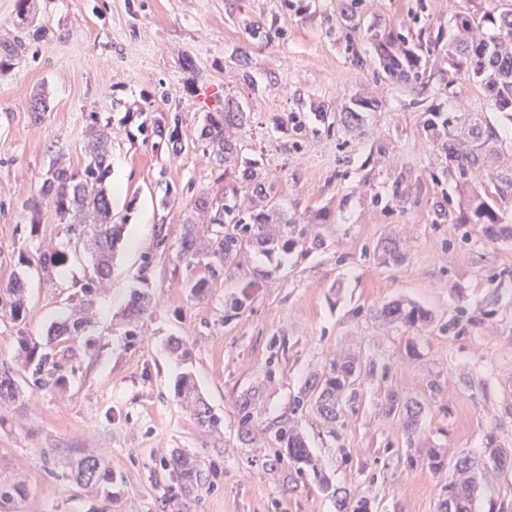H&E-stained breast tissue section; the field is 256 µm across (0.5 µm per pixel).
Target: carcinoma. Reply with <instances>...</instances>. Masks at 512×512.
Returning a JSON list of instances; mask_svg holds the SVG:
<instances>
[{
    "label": "carcinoma",
    "mask_w": 512,
    "mask_h": 512,
    "mask_svg": "<svg viewBox=\"0 0 512 512\" xmlns=\"http://www.w3.org/2000/svg\"><path fill=\"white\" fill-rule=\"evenodd\" d=\"M457 25L464 31L493 29L494 33L477 43H458L448 53V67L467 78H479L489 92V108L497 112H512V10H478L456 17ZM20 40L0 43V72L14 66ZM375 51L381 73L386 78L400 77L417 80L421 77V56L409 49L396 52L392 40L375 41ZM139 125L142 131L171 145L173 155L185 150L182 115L170 117L151 116L142 113ZM309 117L290 113L283 125L291 126L293 144L300 143L310 129ZM250 123V115L232 100L224 107L208 111L199 128L196 144L209 151L214 167L228 169L243 167V176L256 178L257 161L240 156L237 146L226 139L229 128H243ZM432 128L441 127L436 133L437 146L455 162L457 179L468 184L476 170L485 163V158L502 144L498 129L476 114L469 120L453 112L441 121L429 120ZM112 146V135L106 126L98 125L92 118L87 141L84 145L85 163L82 169L54 170L52 176L42 180L38 197L31 200L38 207L42 200L52 201L62 223L71 235L90 230L93 241L91 275L81 284L84 296L93 295L103 281L110 276L114 250L121 239L122 225L112 223V206L105 186L106 161ZM486 177L493 184L499 198L512 197V166L505 170L492 168ZM255 192L269 198L270 211L257 213L247 209L240 199L236 185L227 184L215 192L203 191L193 200V208L210 212V221L205 229L194 224L191 217L183 221L175 257L190 267L201 264L207 276L187 284L191 294L205 298L210 281L221 277L229 279L241 265V257L250 251L263 254L273 264L269 270H256L253 279L240 287L230 298L224 314L229 323L243 313L254 299L260 281L268 278L282 266L280 256L297 250L303 252L324 246V239L313 224H297L286 221L270 223L276 212L277 190L271 183L258 182ZM438 216L451 224H478L490 238H512V225L502 223L494 200L469 189L467 212L452 217L445 210ZM405 251L400 240L386 238L380 245L379 259L383 265H399L404 261ZM149 290L143 288L134 293L125 309L128 330L126 335H138V327L149 310ZM0 311L17 320L24 312V287L20 278L14 277L5 286H0ZM373 316L390 323L407 327H420L431 321V314L424 307L408 300H395L373 311ZM374 374V364H362L357 358H347L330 364L320 374L307 379L293 398V411L308 406L329 427L333 428L346 414H356L359 408L360 388L365 377ZM265 380L243 390L236 399L237 438L246 448L257 442L256 424L265 401ZM177 397L190 409L197 424L216 431L220 418L202 400L189 375L180 378L176 386ZM383 411L388 416L403 421L407 449L414 447L421 425L423 402L390 390L386 393ZM276 447L263 449L262 466L272 473L293 472L296 476L315 482L323 491H332L336 497L338 512H372L371 499L354 495L349 491L334 489L324 474L318 460L312 454L306 437L293 417H284L274 430ZM166 466L180 479L185 489L203 483L202 470L196 461L184 453H176L166 460ZM512 470V450L501 447L494 437H489L482 456L466 455L455 464L457 476L448 479L440 512H473L475 493L480 480L493 471L504 474ZM75 480L86 486H96L107 491L112 484V472L103 467L93 456L77 463Z\"/></svg>",
    "instance_id": "1"
}]
</instances>
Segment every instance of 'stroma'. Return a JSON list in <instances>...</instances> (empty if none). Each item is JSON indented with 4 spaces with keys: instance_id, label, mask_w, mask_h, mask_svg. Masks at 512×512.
Instances as JSON below:
<instances>
[{
    "instance_id": "1",
    "label": "stroma",
    "mask_w": 512,
    "mask_h": 512,
    "mask_svg": "<svg viewBox=\"0 0 512 512\" xmlns=\"http://www.w3.org/2000/svg\"><path fill=\"white\" fill-rule=\"evenodd\" d=\"M17 3L0 0V41H24L0 73V284L23 277L27 298L23 319L0 315V364L21 391L0 405V512H164L171 501L175 512H337L315 483L267 472L237 439L236 398L270 366L263 447H274L277 420L296 415L333 484L371 498L374 512H438L448 482L408 465L401 425L381 409L388 391L426 399L420 449H441L453 463L482 454L490 434L512 448V240L437 217L442 207L462 211L465 198L428 126L434 112L483 113L504 136L488 161L496 167L512 162V118L488 109L487 90L457 76L445 54L424 58L421 80L403 82L378 76L373 48L385 35L411 47L421 38L450 44L456 16L512 0H31L27 27ZM255 25L276 27L269 44L251 43ZM37 94L47 111H32ZM228 97L251 117L228 137L277 186L281 220L315 224L326 242L290 254L229 322L225 294L266 261L248 256L233 282L213 281L202 301L190 295L186 281L206 271L178 262L173 247L185 217L204 223L192 202L217 172L202 150L174 157L138 131L140 113L177 112L195 135L204 112ZM359 101L365 122L352 131L342 119ZM316 108L327 124L293 145L283 118ZM94 114L112 126L106 184L123 188L112 221L125 233L109 280L88 301L89 246L67 234L51 202L29 201L49 166L82 168ZM405 185L412 193L395 197ZM161 226L170 245L162 254ZM391 236L406 246L398 266L375 257ZM51 251L65 261L46 274L40 257ZM148 252L152 308L132 337L123 310ZM399 298L429 310L432 325L370 317ZM85 302L79 334L49 342V328ZM175 338L185 361L169 352ZM347 352L387 370L364 382L359 411L333 430L293 411L307 376ZM45 357L61 365L46 386L34 373ZM185 372L223 418L221 432L198 426L176 397ZM175 449L196 456L207 476L193 493L163 465ZM88 454L111 470L110 493L76 483Z\"/></svg>"
}]
</instances>
